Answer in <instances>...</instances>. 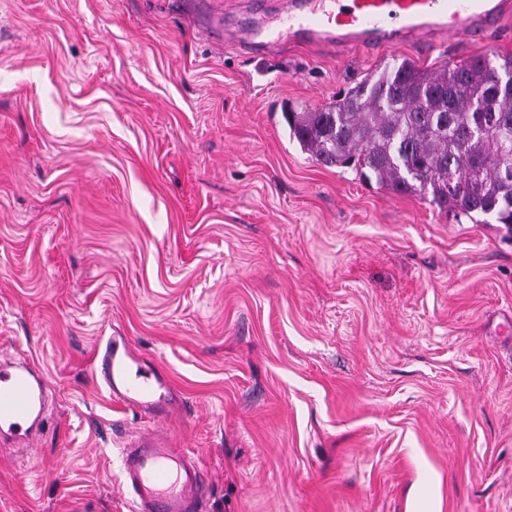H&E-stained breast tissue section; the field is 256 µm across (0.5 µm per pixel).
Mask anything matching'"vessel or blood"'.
Masks as SVG:
<instances>
[{
    "instance_id": "vessel-or-blood-1",
    "label": "vessel or blood",
    "mask_w": 512,
    "mask_h": 512,
    "mask_svg": "<svg viewBox=\"0 0 512 512\" xmlns=\"http://www.w3.org/2000/svg\"><path fill=\"white\" fill-rule=\"evenodd\" d=\"M512 15V0H283L264 31H225V44L251 52L281 45L359 48L377 52L413 45L426 36L477 43ZM91 373L114 402L164 414L171 389L123 336H110L95 351ZM43 381L28 367H0V436L27 439L42 424ZM123 486L134 512H207L206 476L170 435L146 434L126 443Z\"/></svg>"
}]
</instances>
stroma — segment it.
<instances>
[{
  "label": "stroma",
  "instance_id": "35a3bbf8",
  "mask_svg": "<svg viewBox=\"0 0 512 512\" xmlns=\"http://www.w3.org/2000/svg\"><path fill=\"white\" fill-rule=\"evenodd\" d=\"M277 0H0V357L45 427L0 445V512H132L125 442L170 434L208 512H512V234L327 167L284 114L410 60L225 45ZM127 337L165 418L91 377Z\"/></svg>",
  "mask_w": 512,
  "mask_h": 512
}]
</instances>
